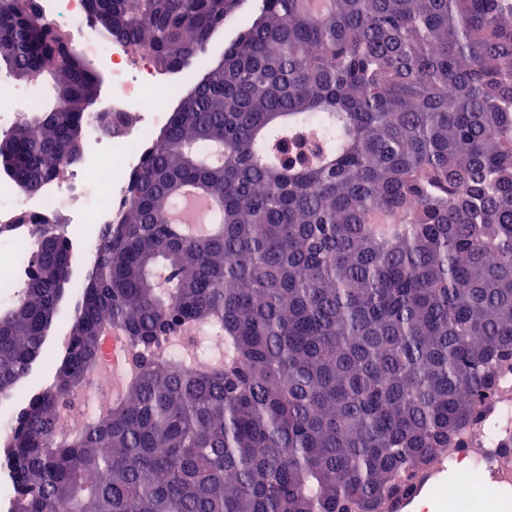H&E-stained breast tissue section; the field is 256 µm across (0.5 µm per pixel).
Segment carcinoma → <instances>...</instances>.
<instances>
[{
    "label": "carcinoma",
    "mask_w": 512,
    "mask_h": 512,
    "mask_svg": "<svg viewBox=\"0 0 512 512\" xmlns=\"http://www.w3.org/2000/svg\"><path fill=\"white\" fill-rule=\"evenodd\" d=\"M239 5L88 0L168 72ZM0 72L53 81L0 137V172L32 193L82 158L103 79L33 0H0ZM187 184L218 203L208 236L167 221ZM127 196L53 384L15 420L10 512H394L512 361V0H259ZM74 261L66 225H36L0 310V396L41 357ZM107 328L134 373L62 430ZM182 331L199 353L174 362L159 342Z\"/></svg>",
    "instance_id": "obj_1"
}]
</instances>
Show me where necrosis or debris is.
<instances>
[{
  "instance_id": "1",
  "label": "necrosis or debris",
  "mask_w": 512,
  "mask_h": 512,
  "mask_svg": "<svg viewBox=\"0 0 512 512\" xmlns=\"http://www.w3.org/2000/svg\"><path fill=\"white\" fill-rule=\"evenodd\" d=\"M36 3L52 29L67 32V47L107 75L112 121L122 131L109 141L92 134L90 158L18 202H2V195L12 194L13 187L0 182V242L11 246L9 252H0L1 303L21 296L33 266L35 226L54 213L59 200L69 203L65 222L73 252L93 256L98 239L92 230L124 210L127 177L139 167L152 131L164 121L154 101L173 88L147 56L93 28L87 0ZM114 351V343H104L91 382L65 398L61 411L69 425L83 423L92 405L122 388L126 376L114 361ZM410 484L396 512L426 507L433 499L447 512H512V369L497 368L495 390L477 408L474 422L459 432L437 463L411 477Z\"/></svg>"
}]
</instances>
